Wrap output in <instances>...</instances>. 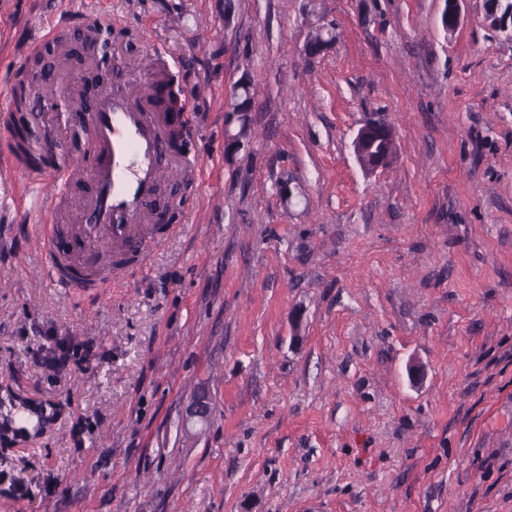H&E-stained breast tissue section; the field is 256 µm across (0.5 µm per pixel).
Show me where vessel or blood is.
Instances as JSON below:
<instances>
[{
    "label": "vessel or blood",
    "mask_w": 512,
    "mask_h": 512,
    "mask_svg": "<svg viewBox=\"0 0 512 512\" xmlns=\"http://www.w3.org/2000/svg\"><path fill=\"white\" fill-rule=\"evenodd\" d=\"M86 148L80 171L70 164L28 166L13 138L0 141V162L28 187L22 217L37 225L50 282L64 292L102 291L125 261H145L155 231L157 191L167 161L198 175L197 156L169 151L176 131L170 113L150 106L130 88L101 90L82 114ZM74 246L58 251L60 222Z\"/></svg>",
    "instance_id": "obj_1"
}]
</instances>
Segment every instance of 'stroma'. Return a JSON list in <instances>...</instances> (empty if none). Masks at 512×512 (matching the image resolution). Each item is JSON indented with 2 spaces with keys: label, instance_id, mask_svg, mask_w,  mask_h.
I'll list each match as a JSON object with an SVG mask.
<instances>
[{
  "label": "stroma",
  "instance_id": "35a3bbf8",
  "mask_svg": "<svg viewBox=\"0 0 512 512\" xmlns=\"http://www.w3.org/2000/svg\"><path fill=\"white\" fill-rule=\"evenodd\" d=\"M444 8L0 0V89L111 23L132 75L176 59L202 165L101 294L54 288L0 207V512H512V42L483 0ZM371 120L397 144L374 172ZM58 344L82 360L34 366ZM382 140L387 144V150H384L372 160L368 159L364 152L363 145L370 141L377 143ZM353 144L354 152L363 165L375 171L379 168H384L391 158L392 148L394 144H396L395 130L389 123L369 121L359 129Z\"/></svg>",
  "mask_w": 512,
  "mask_h": 512
}]
</instances>
